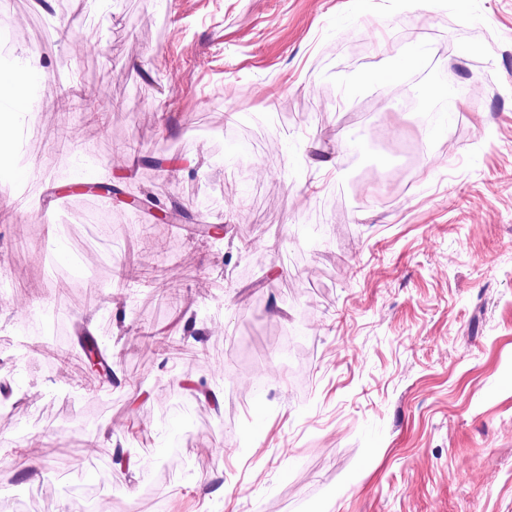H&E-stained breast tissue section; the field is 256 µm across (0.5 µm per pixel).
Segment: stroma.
Wrapping results in <instances>:
<instances>
[{"label":"stroma","instance_id":"1","mask_svg":"<svg viewBox=\"0 0 512 512\" xmlns=\"http://www.w3.org/2000/svg\"><path fill=\"white\" fill-rule=\"evenodd\" d=\"M10 9L45 80L26 200L0 184V500L73 512L80 479L158 512L142 467L168 442L169 512H512V0ZM249 117L244 179L204 130ZM47 175L86 192L43 209ZM99 182L144 201L111 205L109 262ZM65 229L92 244L79 293L54 282ZM57 304L116 392L27 346L21 307ZM103 403L94 438L63 431Z\"/></svg>","mask_w":512,"mask_h":512}]
</instances>
